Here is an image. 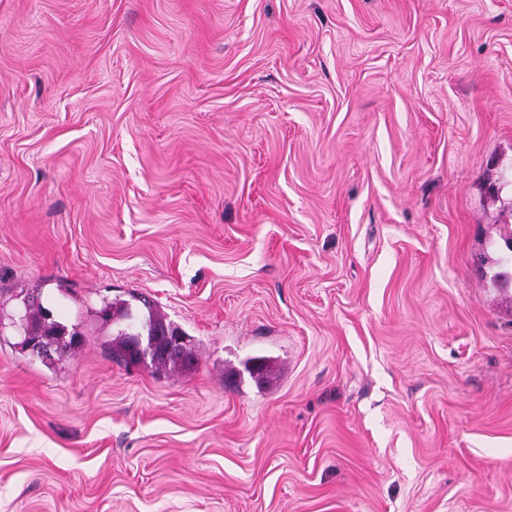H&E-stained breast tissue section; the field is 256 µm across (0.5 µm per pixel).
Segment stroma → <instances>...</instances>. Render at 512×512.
Returning a JSON list of instances; mask_svg holds the SVG:
<instances>
[{"instance_id":"1","label":"stroma","mask_w":512,"mask_h":512,"mask_svg":"<svg viewBox=\"0 0 512 512\" xmlns=\"http://www.w3.org/2000/svg\"><path fill=\"white\" fill-rule=\"evenodd\" d=\"M509 232L512 0H0V512H512ZM31 299L32 300H28V302H30L28 306L32 308V311L28 312V308H26L24 329L26 338L23 340V347L25 350L39 352L42 355L48 354L51 348L56 346L55 336H66V339L60 342L54 349L56 353L62 356L68 352L72 346L77 344L76 341L77 338L81 336L80 333L74 331L66 334L65 327L58 325L49 318V311L45 308H41L40 303L36 305L38 296H32ZM48 332H53L54 336L51 334L37 336ZM147 314L143 315L139 320V325L136 328L141 329L146 335L150 337L152 342L153 350L149 356L151 348L148 345L147 338L142 336H135L138 343L137 348L139 354L137 357L136 365H142L146 357L149 356V363L151 368H156L158 371H165L171 373H183L191 370L195 363V355L193 348L188 346L185 340V335L181 333L176 327H173L171 323L167 322L166 319L152 306V303L147 299H141ZM176 332H179L183 338L175 336ZM175 345L182 344L179 349L180 358L174 359L173 356L167 355V350L172 342ZM184 342V343H183Z\"/></svg>"}]
</instances>
